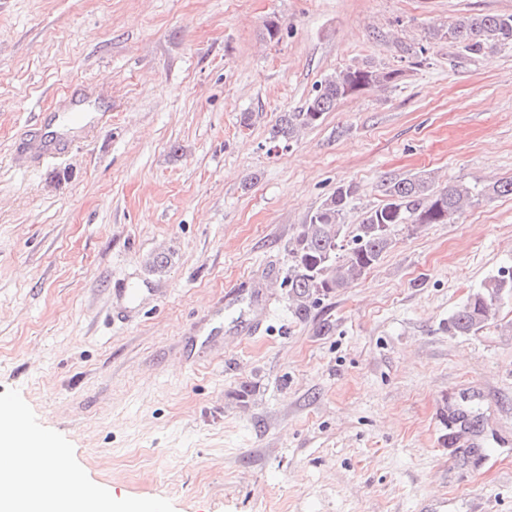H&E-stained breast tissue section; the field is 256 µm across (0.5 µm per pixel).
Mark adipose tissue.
I'll return each instance as SVG.
<instances>
[{"label":"adipose tissue","mask_w":512,"mask_h":512,"mask_svg":"<svg viewBox=\"0 0 512 512\" xmlns=\"http://www.w3.org/2000/svg\"><path fill=\"white\" fill-rule=\"evenodd\" d=\"M36 448L30 437L11 430L0 431V512H142L136 506L115 502L99 488L85 487L75 497L55 495L53 488L58 479L70 470L68 449L52 453L43 469H40L34 488L27 496L16 492V471L12 466L15 458L31 455Z\"/></svg>","instance_id":"obj_1"}]
</instances>
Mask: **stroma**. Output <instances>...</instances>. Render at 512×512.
<instances>
[{"instance_id":"stroma-1","label":"stroma","mask_w":512,"mask_h":512,"mask_svg":"<svg viewBox=\"0 0 512 512\" xmlns=\"http://www.w3.org/2000/svg\"><path fill=\"white\" fill-rule=\"evenodd\" d=\"M489 13L512 0H0V401L84 483L164 512H512V301L448 328L512 270V196L396 231L308 318L286 284L339 185L356 224L390 179L512 177V49L448 35ZM366 64L399 76L273 146ZM42 113L73 142L46 161ZM259 286L272 315L240 335ZM460 402L491 450L465 468ZM512 298V272L499 274L487 280L454 311L448 328L461 335H475L496 315L495 302ZM460 417L448 414V445L455 447V455L460 466H476L490 451V448H483L481 441L473 443L468 447L457 448L461 445L470 444L469 440H462L459 433L463 429Z\"/></svg>"}]
</instances>
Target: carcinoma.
Segmentation results:
<instances>
[{
  "label": "carcinoma",
  "instance_id": "obj_1",
  "mask_svg": "<svg viewBox=\"0 0 512 512\" xmlns=\"http://www.w3.org/2000/svg\"><path fill=\"white\" fill-rule=\"evenodd\" d=\"M455 43L472 57L512 49V14H474L456 18L450 27ZM398 73L372 65L348 67L324 77L315 94L298 112H285L271 140L288 143L300 132L319 125L344 98L364 89L391 83ZM387 202L367 211L357 224L342 223L343 213L357 193L354 184L341 185L299 225L290 242L288 299L301 319L332 293L358 284L388 251L397 228L421 229L446 224L481 199L512 196V177L479 188L450 184L439 187L430 176L413 174L384 184ZM512 298V272L487 280L454 311L448 329L474 335L496 315L495 304ZM489 449L474 443L455 449L459 465L475 466Z\"/></svg>",
  "mask_w": 512,
  "mask_h": 512
}]
</instances>
